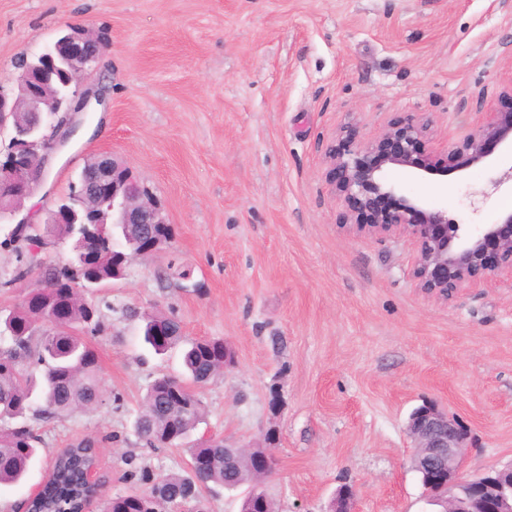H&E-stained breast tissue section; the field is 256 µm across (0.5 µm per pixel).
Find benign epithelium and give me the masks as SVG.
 Here are the masks:
<instances>
[{"label": "benign epithelium", "instance_id": "benign-epithelium-1", "mask_svg": "<svg viewBox=\"0 0 512 512\" xmlns=\"http://www.w3.org/2000/svg\"><path fill=\"white\" fill-rule=\"evenodd\" d=\"M68 50L70 97L66 105L52 93L49 50ZM101 38L88 30L68 33L37 53L38 63L12 85L0 84V116L23 114L13 137L0 151V223L30 224L18 218L23 199L49 175L50 161L68 145L87 105L81 76L103 54ZM430 120L406 113L392 119L372 140L349 123L327 145L326 179L343 207V225L360 237L406 238L415 248L411 276L425 295L444 302L463 288L512 281V210L493 224L472 229L448 217L445 208L429 207L408 197L386 177L389 169L434 179L448 172L483 165L498 148L512 151V112L495 111L462 142L441 152L431 145ZM74 200L89 222L86 235L135 239L136 252L150 254L164 244L144 240L153 224L167 223L151 189L114 154L93 158L73 183ZM69 266L82 294L94 295L98 282L82 277L85 255L72 247ZM414 451L413 469L428 480L427 493L438 512H512V466L491 468L476 478L462 475L468 431L460 419L435 402L416 408L407 426ZM259 476L274 473L276 458L268 450L255 459ZM334 512H355V493L346 487L336 496Z\"/></svg>", "mask_w": 512, "mask_h": 512}]
</instances>
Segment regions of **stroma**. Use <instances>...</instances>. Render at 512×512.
Listing matches in <instances>:
<instances>
[{"instance_id":"35a3bbf8","label":"stroma","mask_w":512,"mask_h":512,"mask_svg":"<svg viewBox=\"0 0 512 512\" xmlns=\"http://www.w3.org/2000/svg\"><path fill=\"white\" fill-rule=\"evenodd\" d=\"M69 25L106 43L82 78L102 102L21 210L52 207L107 151L152 189L174 238L129 253L125 278L95 296L103 402L31 419L40 456L25 483L0 489V512H20L52 458L86 437L107 499L132 490L130 467L185 473L204 437L258 447L271 434L279 465L262 488L274 512H328L346 483L356 512H430L406 431L427 400L468 427L465 475L512 464V285L426 297L410 241L342 225L324 162L350 121L368 140L423 113L443 151L512 109V0H0V82ZM511 166L503 154L438 187L388 178L459 223L491 224L512 201V186L491 182ZM155 314L223 340L235 361L200 389L196 429L157 450L134 422L149 384L182 361L144 346Z\"/></svg>"}]
</instances>
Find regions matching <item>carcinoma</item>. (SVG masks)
<instances>
[{
	"mask_svg": "<svg viewBox=\"0 0 512 512\" xmlns=\"http://www.w3.org/2000/svg\"><path fill=\"white\" fill-rule=\"evenodd\" d=\"M41 236L35 228L18 227L4 240L16 244L19 265L11 278L0 281V288H18L35 274L39 287L28 290L26 309L10 310L8 329L0 335V486L21 483L39 454L42 439L24 423L27 415L51 417L92 409L102 402L97 357L86 340L100 331L99 317H91V304L80 289L72 287L73 273L67 266L45 265L38 259L32 245ZM83 275L111 284L112 258L86 268ZM60 308L66 317L58 326L35 325L38 320H51ZM144 342L157 354L187 345L185 374L157 377L135 421L146 447L160 448L173 431L185 436L197 427L203 405L196 388L224 370V342L189 341L183 335L167 336L162 342L146 335ZM97 444L96 439L85 438L58 457L41 499L31 505L32 512H81L85 508L95 490L83 483L82 474L93 463L89 449ZM189 454L210 456L212 468L202 476L188 471L161 478L144 470L141 483L150 488L161 481L160 495L141 502L128 493L118 495L105 503V512H162L169 498L192 487L196 492L192 505L198 506L208 484L234 488L248 472L244 461L224 467V441L220 439L203 441L190 448Z\"/></svg>",
	"mask_w": 512,
	"mask_h": 512,
	"instance_id": "obj_1",
	"label": "carcinoma"
}]
</instances>
